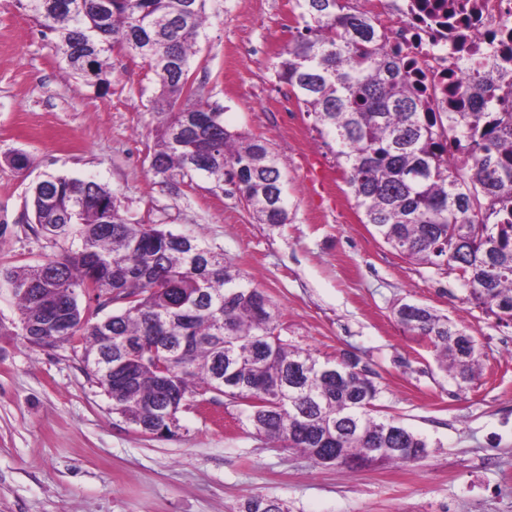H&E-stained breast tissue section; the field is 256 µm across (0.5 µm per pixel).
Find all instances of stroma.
Returning <instances> with one entry per match:
<instances>
[{"instance_id": "1", "label": "stroma", "mask_w": 512, "mask_h": 512, "mask_svg": "<svg viewBox=\"0 0 512 512\" xmlns=\"http://www.w3.org/2000/svg\"><path fill=\"white\" fill-rule=\"evenodd\" d=\"M189 80L232 130L287 163L293 219L254 223L203 178L169 187L150 169L156 83L141 59L109 55L110 86L73 74L52 35L0 0V268L36 265L55 248L26 202L46 176L93 178L131 220L203 233L264 290L293 344L320 359L352 351L375 371L384 413L431 444L407 464L317 466L270 447L237 406L184 409L171 438L115 413L70 346L35 347L0 289V512H242L254 497L290 512H512V326L454 299L436 275L362 223L331 149L306 113L280 110L272 64L299 23L294 0H209ZM33 161L19 171L6 155ZM403 303L448 315L474 336L475 378L442 373L427 340L394 315Z\"/></svg>"}]
</instances>
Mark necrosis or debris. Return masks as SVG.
Here are the masks:
<instances>
[{
  "mask_svg": "<svg viewBox=\"0 0 512 512\" xmlns=\"http://www.w3.org/2000/svg\"><path fill=\"white\" fill-rule=\"evenodd\" d=\"M354 4L372 18L389 50L412 61L414 81L429 111H455L463 62L512 65V0H354Z\"/></svg>",
  "mask_w": 512,
  "mask_h": 512,
  "instance_id": "1",
  "label": "necrosis or debris"
}]
</instances>
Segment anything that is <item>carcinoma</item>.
Here are the masks:
<instances>
[{
  "label": "carcinoma",
  "instance_id": "carcinoma-1",
  "mask_svg": "<svg viewBox=\"0 0 512 512\" xmlns=\"http://www.w3.org/2000/svg\"><path fill=\"white\" fill-rule=\"evenodd\" d=\"M207 0H17L44 28L67 67L110 86L107 54L142 59L159 87L161 116L150 168L166 184L196 175L232 186L259 224L290 220L281 159L188 84ZM302 27L278 54L277 81L335 145L364 223L392 248L438 274L458 272L462 300L512 323V67H462L467 112H427L412 71L381 42L371 18L347 0H297ZM449 135L466 143L448 161ZM34 223L59 252L0 271L17 300L22 336L44 347L79 344L113 410L146 434L177 435L179 414L222 395L244 406L242 423L275 447L318 465L409 463L428 443L381 413L374 372L354 352L320 360L292 344L272 300L199 236L131 221L117 193L94 179L50 176L31 193ZM118 309L84 318L78 295ZM397 321L433 347L457 385L479 366L474 337L445 315L403 303ZM243 512H288L252 498Z\"/></svg>",
  "mask_w": 512,
  "mask_h": 512
}]
</instances>
